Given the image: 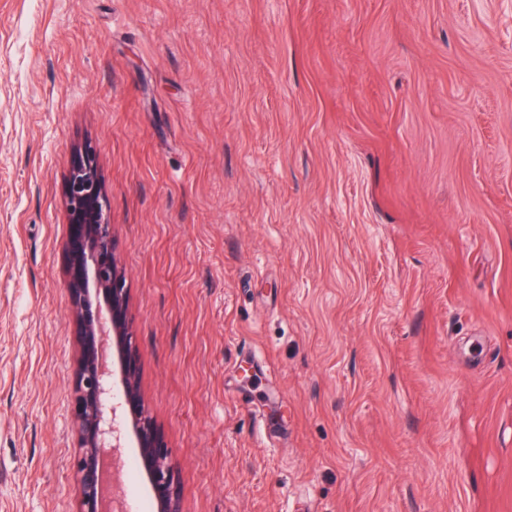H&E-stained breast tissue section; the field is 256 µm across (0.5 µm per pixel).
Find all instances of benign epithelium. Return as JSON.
<instances>
[{
    "label": "benign epithelium",
    "instance_id": "7a95c632",
    "mask_svg": "<svg viewBox=\"0 0 512 512\" xmlns=\"http://www.w3.org/2000/svg\"><path fill=\"white\" fill-rule=\"evenodd\" d=\"M70 225L67 290L78 326L80 364L74 388V460L78 512H114L115 452L132 436L140 449L158 512H181L178 481L164 440L145 415L131 345L125 277L91 147L79 150L65 187Z\"/></svg>",
    "mask_w": 512,
    "mask_h": 512
}]
</instances>
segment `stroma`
I'll use <instances>...</instances> for the list:
<instances>
[{
	"instance_id": "35a3bbf8",
	"label": "stroma",
	"mask_w": 512,
	"mask_h": 512,
	"mask_svg": "<svg viewBox=\"0 0 512 512\" xmlns=\"http://www.w3.org/2000/svg\"><path fill=\"white\" fill-rule=\"evenodd\" d=\"M90 146L182 512H512V0H0V512H76Z\"/></svg>"
}]
</instances>
